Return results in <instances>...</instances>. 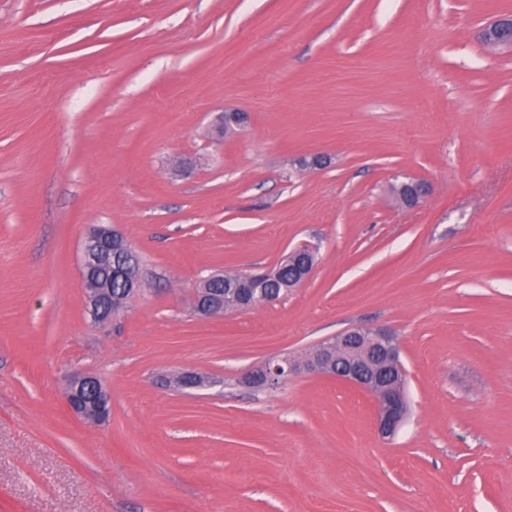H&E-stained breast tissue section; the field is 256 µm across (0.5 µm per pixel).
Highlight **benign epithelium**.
Segmentation results:
<instances>
[{"label": "benign epithelium", "instance_id": "1", "mask_svg": "<svg viewBox=\"0 0 512 512\" xmlns=\"http://www.w3.org/2000/svg\"><path fill=\"white\" fill-rule=\"evenodd\" d=\"M512 16L489 26L484 40L492 45L512 46ZM429 192L421 180H411L399 189V197L409 208ZM127 250L121 230L111 224H97L85 234L81 244L80 273L85 307L92 321L107 324L112 320V280L97 278L98 269L112 261V253ZM297 269V285L311 277L314 251L308 246L295 248L286 256ZM216 274L201 279L193 299V309L206 317L224 316L221 295L210 288ZM304 370L316 376H330L368 393L375 403V425L384 437L393 436L403 422L408 405L405 395V368L400 360L397 340L384 330L354 327L320 342L300 359L282 357L249 370L245 382L256 388L272 389L288 376ZM68 411L76 418L106 422L112 411V397L101 381L90 374L73 376L64 391Z\"/></svg>", "mask_w": 512, "mask_h": 512}]
</instances>
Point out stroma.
Segmentation results:
<instances>
[{"instance_id":"obj_1","label":"stroma","mask_w":512,"mask_h":512,"mask_svg":"<svg viewBox=\"0 0 512 512\" xmlns=\"http://www.w3.org/2000/svg\"><path fill=\"white\" fill-rule=\"evenodd\" d=\"M506 15L0 0V512H512V49L483 41ZM225 111L245 124L212 137ZM411 178L431 193L406 209ZM95 224L144 265L107 326L79 273ZM303 245L314 272L281 300L192 312L201 276ZM356 326L400 344L393 437L336 379L242 381ZM185 371L207 386H171ZM77 374L109 390L108 423L67 411Z\"/></svg>"}]
</instances>
